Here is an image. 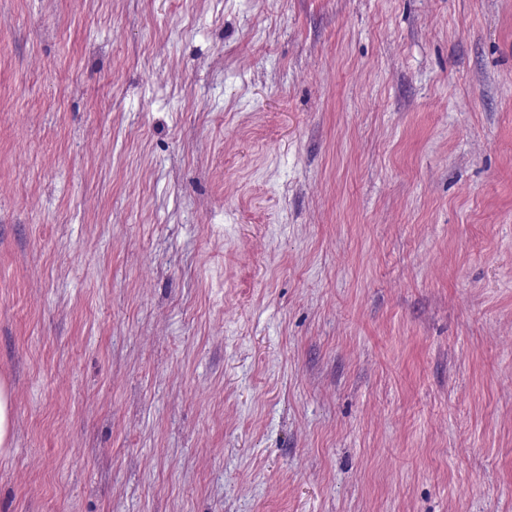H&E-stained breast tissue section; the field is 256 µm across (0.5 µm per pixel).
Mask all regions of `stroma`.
<instances>
[{
  "label": "stroma",
  "instance_id": "stroma-1",
  "mask_svg": "<svg viewBox=\"0 0 512 512\" xmlns=\"http://www.w3.org/2000/svg\"><path fill=\"white\" fill-rule=\"evenodd\" d=\"M0 512H512V0H0ZM13 395L8 386L0 384V454L11 446L13 437Z\"/></svg>",
  "mask_w": 512,
  "mask_h": 512
}]
</instances>
